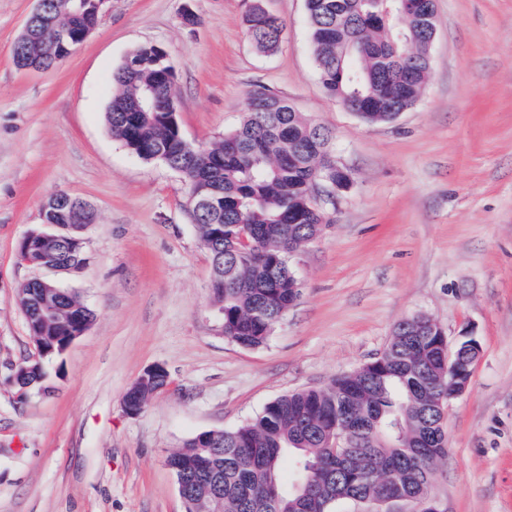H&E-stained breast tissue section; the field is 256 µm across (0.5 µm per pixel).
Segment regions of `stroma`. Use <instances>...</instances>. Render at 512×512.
Returning a JSON list of instances; mask_svg holds the SVG:
<instances>
[{
	"mask_svg": "<svg viewBox=\"0 0 512 512\" xmlns=\"http://www.w3.org/2000/svg\"><path fill=\"white\" fill-rule=\"evenodd\" d=\"M263 5L286 25L271 55L252 45L249 0H108L82 45L25 71L11 49L35 0H0V512H185L170 451L329 386L416 315L481 347L445 410L449 451L429 495L440 512H512V0H435L426 88L376 124L322 86L305 0ZM146 43L175 68L188 141L236 129L262 86L332 131L351 173L317 238L291 257L301 296L261 348L222 332L181 176L129 152L106 124L112 73ZM57 192L98 213L76 274L18 258ZM50 277L94 319L49 365L45 392L23 399L12 368L34 345L17 290ZM153 365L170 384L128 415L123 396Z\"/></svg>",
	"mask_w": 512,
	"mask_h": 512,
	"instance_id": "obj_1",
	"label": "stroma"
}]
</instances>
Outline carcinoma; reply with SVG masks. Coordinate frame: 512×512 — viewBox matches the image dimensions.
Wrapping results in <instances>:
<instances>
[{"label": "carcinoma", "mask_w": 512, "mask_h": 512, "mask_svg": "<svg viewBox=\"0 0 512 512\" xmlns=\"http://www.w3.org/2000/svg\"><path fill=\"white\" fill-rule=\"evenodd\" d=\"M72 0H44L32 24L42 34L64 18ZM307 19L318 76L336 99L346 98L363 121L389 122L402 102L419 99L429 62L419 40L420 21L404 13L383 32L376 0H308ZM254 46L276 52L284 26L254 0L244 19ZM155 46L130 53L137 65L112 74L106 122L112 135L146 161H178L187 203L208 251L211 290L223 315L224 336L250 349L265 345L299 297L288 277V252L303 250L321 231L326 214L311 196L326 158L304 151L332 133L312 124L271 90H253L240 126L206 149L182 136L164 112H135L146 89L161 105L174 103L175 83L160 76ZM76 321L35 323L50 338L67 336ZM431 320L403 321L383 353L321 389H304L269 402L253 420L217 432L207 448L186 440L171 464L207 463L220 477L223 512H334L338 501L359 499L390 512L409 495L429 507L436 462L448 453L443 410L448 403V340ZM349 429L347 446L326 432ZM291 464L284 481L282 466Z\"/></svg>", "instance_id": "obj_1"}]
</instances>
